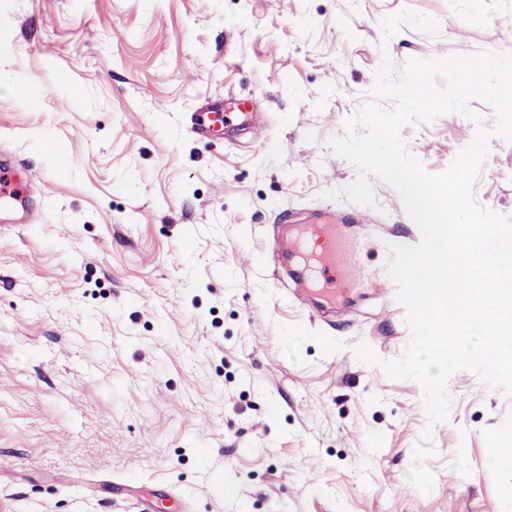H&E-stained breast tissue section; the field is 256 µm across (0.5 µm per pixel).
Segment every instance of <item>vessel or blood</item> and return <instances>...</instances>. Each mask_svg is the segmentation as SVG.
Returning <instances> with one entry per match:
<instances>
[{"label":"vessel or blood","mask_w":512,"mask_h":512,"mask_svg":"<svg viewBox=\"0 0 512 512\" xmlns=\"http://www.w3.org/2000/svg\"><path fill=\"white\" fill-rule=\"evenodd\" d=\"M227 114L221 104H212L192 118L191 130L199 136H214L224 131ZM34 177L18 165L0 160V211L15 224H30L37 217L28 207ZM349 222L347 216L332 213L317 231L300 229L287 235L282 249L294 257L300 275L294 276L296 285H302L333 299L340 289H371L390 284L386 268L373 269L362 261L364 240L342 235Z\"/></svg>","instance_id":"b4317fda"}]
</instances>
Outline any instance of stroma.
I'll list each match as a JSON object with an SVG mask.
<instances>
[{"label": "stroma", "instance_id": "obj_1", "mask_svg": "<svg viewBox=\"0 0 512 512\" xmlns=\"http://www.w3.org/2000/svg\"><path fill=\"white\" fill-rule=\"evenodd\" d=\"M405 9L439 36L382 42ZM481 50L512 52V0H0V154L34 174L38 210L0 219V512H512L489 465L512 398L451 376L422 494L423 389L354 354L401 357L403 315L370 290L313 309L277 243L359 209L322 196L357 176L327 141L383 57L399 74ZM238 98L257 137L192 135L194 112ZM474 134L456 113L401 130L430 173ZM370 184L348 231L375 267L407 213ZM474 194L512 217V143L491 140Z\"/></svg>", "mask_w": 512, "mask_h": 512}]
</instances>
